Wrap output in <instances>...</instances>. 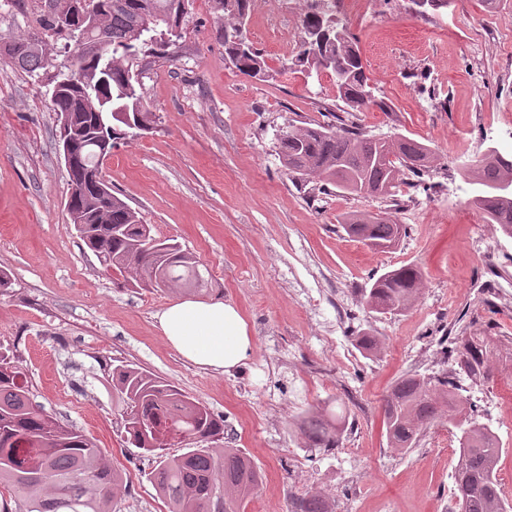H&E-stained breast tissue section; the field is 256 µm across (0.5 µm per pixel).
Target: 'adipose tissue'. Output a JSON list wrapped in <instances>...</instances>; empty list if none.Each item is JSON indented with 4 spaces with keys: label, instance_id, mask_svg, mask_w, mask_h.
I'll return each mask as SVG.
<instances>
[{
    "label": "adipose tissue",
    "instance_id": "1",
    "mask_svg": "<svg viewBox=\"0 0 512 512\" xmlns=\"http://www.w3.org/2000/svg\"><path fill=\"white\" fill-rule=\"evenodd\" d=\"M156 319L166 342L184 359L215 372L241 364L252 346L240 311L221 301L177 300Z\"/></svg>",
    "mask_w": 512,
    "mask_h": 512
}]
</instances>
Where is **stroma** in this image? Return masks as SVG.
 Wrapping results in <instances>:
<instances>
[{
  "label": "stroma",
  "instance_id": "1",
  "mask_svg": "<svg viewBox=\"0 0 512 512\" xmlns=\"http://www.w3.org/2000/svg\"><path fill=\"white\" fill-rule=\"evenodd\" d=\"M303 0H252L247 29L272 76L258 80L224 60L209 0H194L185 49L145 79L153 131L121 140L102 174L113 192L197 262L187 296L235 305L253 338L227 373L184 361L156 313L178 300L160 288H122L101 271L65 208L66 171L56 150L58 118L45 89L0 62V345L27 375L31 397L59 422L97 440L126 488L118 512H165L148 480L154 457L126 441L112 399V370L142 368L224 423L223 446L251 456L264 481L246 512H292L322 491L334 512H455L451 478L456 428L428 426L415 448H391L382 404L409 373L454 374L468 414L491 425L506 452L498 464L512 494V306L480 288L489 274L512 281V238L487 237L461 168L488 143H512V0H337L365 72L387 111L359 113L362 127L430 147L422 177L400 185L407 236L371 249L340 227L343 216L388 201L339 190L312 197L282 163L288 124L340 112L329 74L294 66ZM36 0H0V37L36 30ZM441 108H434V101ZM413 265L423 275L414 306L376 314L362 305L372 280ZM382 343L370 357L362 334ZM480 336L485 373L445 360L443 336ZM345 412L337 447L312 445L299 428L310 409Z\"/></svg>",
  "mask_w": 512,
  "mask_h": 512
}]
</instances>
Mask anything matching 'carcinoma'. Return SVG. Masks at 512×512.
I'll use <instances>...</instances> for the list:
<instances>
[{
	"label": "carcinoma",
	"instance_id": "carcinoma-1",
	"mask_svg": "<svg viewBox=\"0 0 512 512\" xmlns=\"http://www.w3.org/2000/svg\"><path fill=\"white\" fill-rule=\"evenodd\" d=\"M217 33L224 40L231 64L251 77H269L264 55L251 43L245 18L251 0H210ZM98 17L110 38L104 56L87 54L57 26L56 15L42 8L38 32L11 38L12 48L0 45V59L17 70L51 84L66 81L51 102L56 114L69 115L74 162L67 168V209L86 245L103 269L131 288L175 291L197 280L196 261L180 245L160 241L141 223L137 212L112 195L99 197L104 180L88 181L100 169L114 145L153 129L143 81L137 73L149 59H170L183 49L186 16L182 0H97ZM302 36L296 62L317 73L325 71L336 85L337 98L349 115L373 99L364 64L353 50L354 37L336 18V0H325L301 17ZM62 38L64 61L56 66L47 56L44 36ZM284 166L298 179L318 181L345 192L388 199L399 177L420 176L428 168L430 149L403 136L368 134L357 122L288 124L277 138ZM479 187L472 205L485 221L512 237V194L500 185L512 177V159L482 155L470 170ZM343 230L363 242L391 247L406 235L397 211L349 215ZM422 285L421 271L403 265L381 274L364 294L367 308L377 313L408 310ZM460 367L469 377L482 374L483 349L464 342ZM448 374L426 377L407 374L392 386L383 406L387 439L393 448L415 447L423 429L443 412L460 429L454 467L453 496L459 512H507L497 478L503 452L501 439L490 427L463 415ZM112 391L122 406L129 443L156 456L149 473L168 512H245L263 475L252 458L238 448H199L218 439L223 424L203 404L148 372L121 365L112 371ZM344 417L307 412L299 428L318 447L336 446ZM175 433L183 435V454L168 458L163 450ZM122 473L112 467L98 445L80 432L58 423L32 402L25 373L0 351V512H9V495L25 512H115L123 487ZM294 512H333L327 497L309 492Z\"/></svg>",
	"mask_w": 512,
	"mask_h": 512
}]
</instances>
